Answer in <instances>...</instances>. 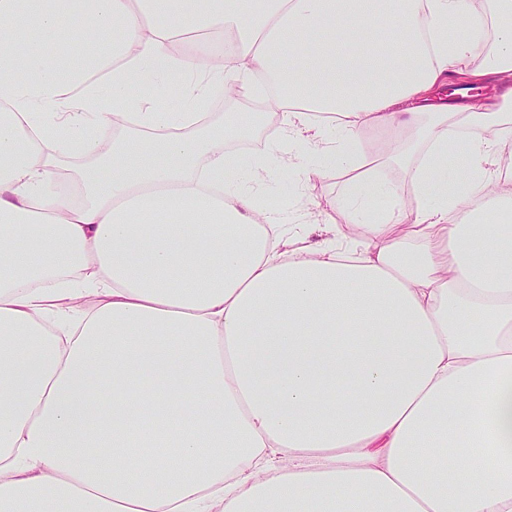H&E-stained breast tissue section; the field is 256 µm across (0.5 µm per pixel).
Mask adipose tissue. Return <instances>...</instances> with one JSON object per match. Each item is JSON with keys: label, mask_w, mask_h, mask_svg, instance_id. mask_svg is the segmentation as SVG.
I'll use <instances>...</instances> for the list:
<instances>
[{"label": "adipose tissue", "mask_w": 512, "mask_h": 512, "mask_svg": "<svg viewBox=\"0 0 512 512\" xmlns=\"http://www.w3.org/2000/svg\"><path fill=\"white\" fill-rule=\"evenodd\" d=\"M510 149L512 0H0V512H512ZM325 166L361 232L291 248ZM271 125V122H263L261 125H256L254 127H252L248 132V136L246 138H238V139H231V140H228L227 142V147H228V150L231 151V152H234L240 156H243L245 158L247 157H250L252 155H255V154H259L262 150H264V148L266 147V145L272 141L278 134V130H279V123H278V128L275 132V127L273 125V127L271 128V131L268 132V128L269 126ZM239 141H250V142H256V143H259L261 144V147L259 149H256L254 151H248V152H243V151H237L235 149H233L231 147V144L235 143V142H239Z\"/></svg>", "instance_id": "ef3b65f1"}]
</instances>
